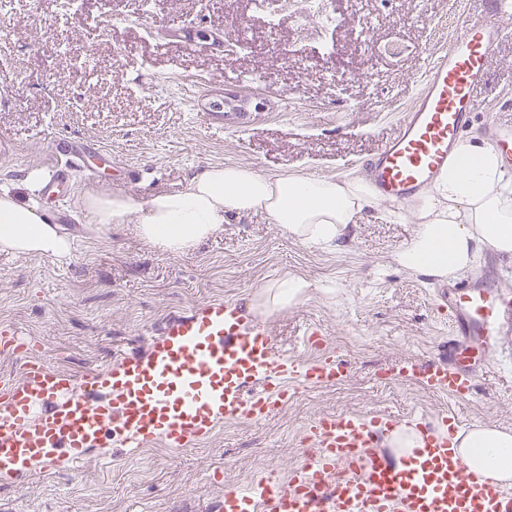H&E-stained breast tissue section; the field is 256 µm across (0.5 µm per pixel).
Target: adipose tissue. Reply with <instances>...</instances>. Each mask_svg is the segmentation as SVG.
I'll use <instances>...</instances> for the list:
<instances>
[{"label":"adipose tissue","mask_w":512,"mask_h":512,"mask_svg":"<svg viewBox=\"0 0 512 512\" xmlns=\"http://www.w3.org/2000/svg\"><path fill=\"white\" fill-rule=\"evenodd\" d=\"M378 200L364 178L262 176L241 165H213L176 193L146 204L130 196L91 191L83 210L99 226L134 223L141 242L180 253L223 231L227 217L263 213L294 239L335 248L357 217ZM413 236L395 249L399 270L439 281L471 271L482 250L512 265V175L479 134L458 139L447 171L410 204ZM74 239L43 216L34 198L0 186V251L24 256H68ZM308 281L286 274L257 295L271 312L300 301ZM454 443L470 470L512 482V430L474 424L459 429Z\"/></svg>","instance_id":"ef3b65f1"}]
</instances>
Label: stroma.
Here are the masks:
<instances>
[{
	"label": "stroma",
	"instance_id": "35a3bbf8",
	"mask_svg": "<svg viewBox=\"0 0 512 512\" xmlns=\"http://www.w3.org/2000/svg\"><path fill=\"white\" fill-rule=\"evenodd\" d=\"M481 0H310L277 15L255 0H15L0 16V184L49 172L52 143L81 140L110 151L91 158L97 180L77 173L68 208L39 194L44 213L74 235L64 259L0 253V378L38 361L81 375L144 350L176 316L223 299L272 334L279 355L312 363L333 356L344 378L293 380L287 402L259 424L227 422L196 445L112 448L77 472L52 467L0 483V512H218L228 489L262 478L288 483L312 451L323 415L388 414L436 424L512 429V332L499 336L472 395L453 401L407 377L448 350L451 325L437 281L389 267L415 229L411 218L365 210L345 245L302 243L264 214L229 217L224 230L181 253L142 244L133 224L89 229L86 190H120L138 202L183 189L213 165L261 175L342 178L394 134L421 87L429 54L446 49ZM494 50L490 86L472 128L512 122V18ZM203 75V85L185 83ZM243 112L247 127L209 133L196 110ZM310 283L296 304L259 313L256 297L282 273Z\"/></svg>",
	"mask_w": 512,
	"mask_h": 512
}]
</instances>
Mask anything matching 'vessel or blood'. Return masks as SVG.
<instances>
[{"label": "vessel or blood", "instance_id": "1", "mask_svg": "<svg viewBox=\"0 0 512 512\" xmlns=\"http://www.w3.org/2000/svg\"><path fill=\"white\" fill-rule=\"evenodd\" d=\"M483 17L462 21L447 49L432 55L425 77L395 133L368 160L377 197L396 205L416 197L448 167L458 138L489 84L488 61L512 16V0H482ZM210 131L239 128L240 112H201ZM491 144L512 169V124H493ZM84 153L59 154L49 192L86 170ZM442 299L455 337L448 356L422 368L403 367L422 387L454 399L471 395L491 342L512 328V292L495 279L449 283ZM332 357L302 364L277 354L268 330L251 326L237 307L209 301L174 318L143 353L121 356L84 376L39 363L21 380L0 381V479L66 463L96 449L139 448L153 441L179 449L211 436L222 423H257L285 402L289 383L340 379ZM386 415L319 419L314 455L288 483L258 480L251 493L228 490L220 512H512V489L473 474L452 438L458 422L421 430V444L402 462L380 445Z\"/></svg>", "mask_w": 512, "mask_h": 512}]
</instances>
